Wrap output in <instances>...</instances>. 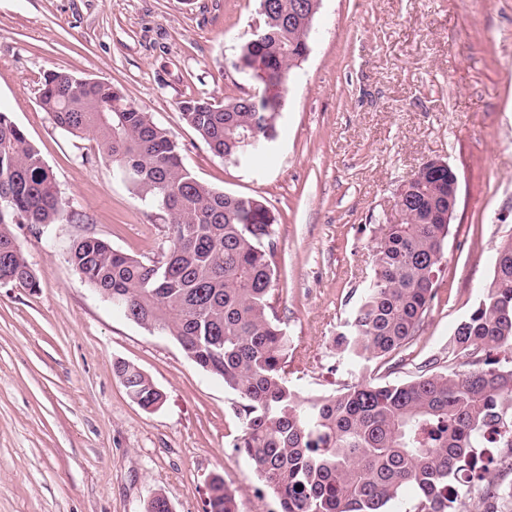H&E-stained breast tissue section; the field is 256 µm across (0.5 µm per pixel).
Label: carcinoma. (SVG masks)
Segmentation results:
<instances>
[{"instance_id": "obj_1", "label": "carcinoma", "mask_w": 512, "mask_h": 512, "mask_svg": "<svg viewBox=\"0 0 512 512\" xmlns=\"http://www.w3.org/2000/svg\"><path fill=\"white\" fill-rule=\"evenodd\" d=\"M317 2L267 0L263 38L246 42L234 62L253 72L258 94L180 102L182 119L213 154L240 164L270 151L290 72L310 42L298 13ZM39 106L64 132L93 135L101 157L129 171L123 181L168 222L167 246L156 256L84 235L70 243L68 263L123 316L170 337L224 382L240 422L232 447L251 462L278 512H393L407 489L413 497L404 512H454L462 497L472 512H512V482L505 483L512 475L511 241L496 249L492 280L456 327L443 370L435 358L403 381L303 399L288 377L292 340L272 306L277 245L268 202L199 182L169 132L108 82L51 71ZM408 182L404 219L385 225L374 278L334 340L353 367L418 340L437 296L451 232L437 221L448 172L420 169ZM69 219L41 152L0 111V283L39 287L12 225L38 230ZM460 359L470 369L456 370ZM114 372L140 407L162 403L137 367L119 361ZM210 489L206 512H238L223 478Z\"/></svg>"}]
</instances>
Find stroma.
Returning a JSON list of instances; mask_svg holds the SVG:
<instances>
[{"label": "stroma", "mask_w": 512, "mask_h": 512, "mask_svg": "<svg viewBox=\"0 0 512 512\" xmlns=\"http://www.w3.org/2000/svg\"><path fill=\"white\" fill-rule=\"evenodd\" d=\"M261 23L258 0H0V110L36 146L74 221L12 230L40 280L0 284V512H205L212 477L238 512H277L231 448L235 398L168 337L113 309L67 261L95 235L131 255L165 247L161 212L43 112L45 73L108 82L178 142L202 183L264 198L277 218L273 302L293 341L302 396L405 378L447 352L458 323L512 241V0H322L310 54L292 70L270 155L246 165L212 154L181 101L257 92L234 68ZM458 176V205L419 339L391 364L347 366L333 339L372 278L396 191L427 160ZM137 366L164 395L147 411L113 365Z\"/></svg>", "instance_id": "1"}]
</instances>
